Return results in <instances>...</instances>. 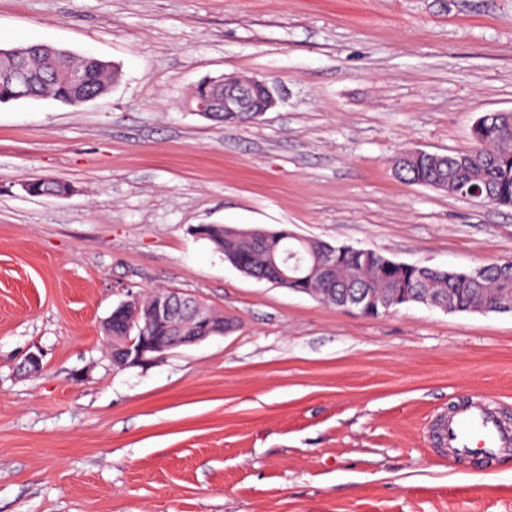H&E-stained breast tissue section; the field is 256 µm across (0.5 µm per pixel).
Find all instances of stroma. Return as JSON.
Listing matches in <instances>:
<instances>
[{
    "mask_svg": "<svg viewBox=\"0 0 512 512\" xmlns=\"http://www.w3.org/2000/svg\"><path fill=\"white\" fill-rule=\"evenodd\" d=\"M23 43L121 77L80 106L0 104V512H512V451L478 471L430 436L458 400L512 411L511 315L364 317L242 275L196 232L512 260V208L392 171L512 110V0H0V48ZM224 74L267 79L277 107L191 112ZM38 178L73 192L29 195ZM157 289L232 330L117 367L104 320Z\"/></svg>",
    "mask_w": 512,
    "mask_h": 512,
    "instance_id": "stroma-1",
    "label": "stroma"
}]
</instances>
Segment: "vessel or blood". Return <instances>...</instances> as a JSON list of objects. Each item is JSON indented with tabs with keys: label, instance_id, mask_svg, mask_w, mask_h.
I'll use <instances>...</instances> for the list:
<instances>
[{
	"label": "vessel or blood",
	"instance_id": "vessel-or-blood-1",
	"mask_svg": "<svg viewBox=\"0 0 512 512\" xmlns=\"http://www.w3.org/2000/svg\"><path fill=\"white\" fill-rule=\"evenodd\" d=\"M433 438L451 459L492 462L512 447V424L492 401L459 405L435 423Z\"/></svg>",
	"mask_w": 512,
	"mask_h": 512
}]
</instances>
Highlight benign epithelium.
Here are the masks:
<instances>
[{
	"label": "benign epithelium",
	"mask_w": 512,
	"mask_h": 512,
	"mask_svg": "<svg viewBox=\"0 0 512 512\" xmlns=\"http://www.w3.org/2000/svg\"><path fill=\"white\" fill-rule=\"evenodd\" d=\"M192 111L201 116L224 113V122L239 121L243 112L261 117L278 104V94L266 81L226 76L210 80L200 93H193ZM343 308L371 315L376 301L369 293L342 301ZM208 307L193 296L170 291L155 296L152 306L141 309L138 296L121 303L106 319L103 328L112 331L113 319L123 323V335L111 337L112 360L120 367L146 364L167 351L198 344L224 328L211 325Z\"/></svg>",
	"instance_id": "benign-epithelium-1"
}]
</instances>
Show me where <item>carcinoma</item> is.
<instances>
[{"instance_id": "carcinoma-1", "label": "carcinoma", "mask_w": 512, "mask_h": 512, "mask_svg": "<svg viewBox=\"0 0 512 512\" xmlns=\"http://www.w3.org/2000/svg\"><path fill=\"white\" fill-rule=\"evenodd\" d=\"M31 47L35 52L20 81L6 85L0 82V103L49 96L77 106L105 94L120 75L119 68L108 61L96 63L49 44L33 43ZM72 68H82L88 74L87 83L79 90L72 88L67 79ZM478 122L474 144L468 148L417 157L399 154L393 160L396 177L450 193L458 192L464 184L478 185L485 203L512 207V115L487 112ZM28 188L33 196L65 197L72 192L71 185L50 178L31 181ZM200 233L242 274L276 285L279 280L269 265V254L286 249L297 252L304 262L287 288H302L304 293L336 307L351 292L370 291L382 309L451 295L457 312L472 313L494 303L499 289H512L511 260L484 264L478 275L474 270L460 273L428 265L406 266L369 249L302 238L286 227L260 230V247L252 245L255 236L251 229L210 224ZM323 251L336 255V275L330 278L314 270L310 261L313 253Z\"/></svg>"}]
</instances>
